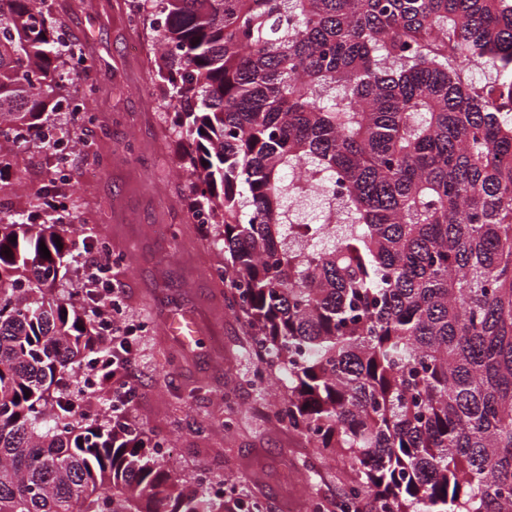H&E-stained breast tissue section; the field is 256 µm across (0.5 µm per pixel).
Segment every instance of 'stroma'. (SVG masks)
I'll return each mask as SVG.
<instances>
[{"mask_svg":"<svg viewBox=\"0 0 512 512\" xmlns=\"http://www.w3.org/2000/svg\"><path fill=\"white\" fill-rule=\"evenodd\" d=\"M133 2L46 0L60 33L99 68L89 77L94 126L76 127L64 111L45 116L50 130L83 141L69 151L63 186L74 197L77 251L97 253L103 240L123 257L106 275L134 345L131 421L168 443V462L188 485L203 472L223 477L225 493L257 503L259 512H310L318 500L339 512L348 473L332 460L306 471L304 439L275 415L283 386L255 383L250 332L224 308L226 288L215 275L224 253L192 221L186 145L162 109L155 46L146 30L132 27ZM97 155L106 168H96ZM51 164L34 147L15 156L5 175L14 206L41 205ZM178 312L197 321V341L169 331ZM228 418L235 421L229 430Z\"/></svg>","mask_w":512,"mask_h":512,"instance_id":"obj_1","label":"stroma"}]
</instances>
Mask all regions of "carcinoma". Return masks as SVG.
Listing matches in <instances>:
<instances>
[{"label":"carcinoma","mask_w":512,"mask_h":512,"mask_svg":"<svg viewBox=\"0 0 512 512\" xmlns=\"http://www.w3.org/2000/svg\"><path fill=\"white\" fill-rule=\"evenodd\" d=\"M151 2L191 209L224 225L255 376L288 383L278 419L351 476L340 512H512V0ZM97 69L45 0H0V174L55 154L42 117ZM314 177L350 229L326 242L323 214L298 249L289 186ZM56 188L40 224L0 202V512H253L76 405L112 349L95 294L59 296Z\"/></svg>","instance_id":"obj_1"}]
</instances>
